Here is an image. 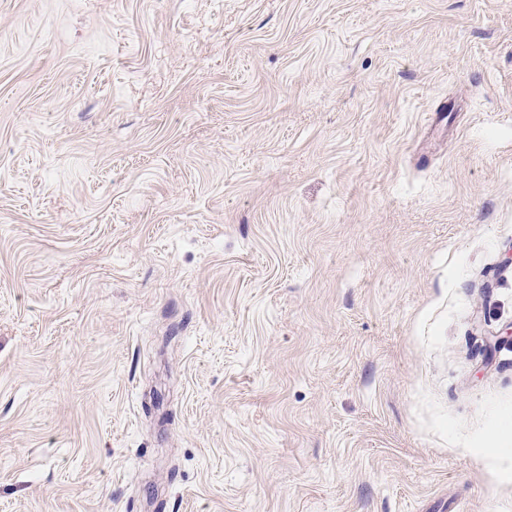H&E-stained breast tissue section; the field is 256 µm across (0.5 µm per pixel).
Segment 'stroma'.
Returning a JSON list of instances; mask_svg holds the SVG:
<instances>
[{
    "mask_svg": "<svg viewBox=\"0 0 512 512\" xmlns=\"http://www.w3.org/2000/svg\"><path fill=\"white\" fill-rule=\"evenodd\" d=\"M0 512H512V0H0Z\"/></svg>",
    "mask_w": 512,
    "mask_h": 512,
    "instance_id": "obj_1",
    "label": "stroma"
}]
</instances>
